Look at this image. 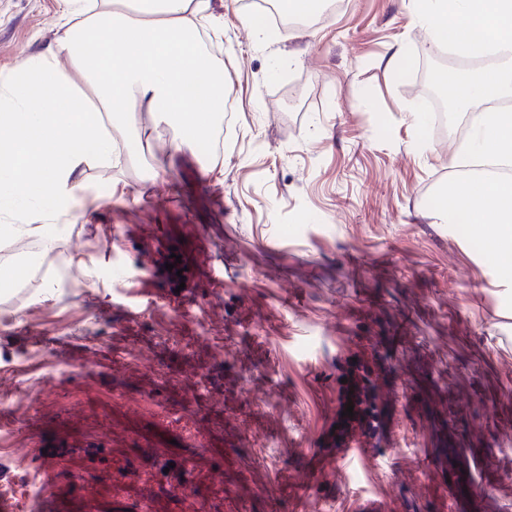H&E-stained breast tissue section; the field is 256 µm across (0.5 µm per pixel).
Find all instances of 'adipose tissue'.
<instances>
[{
    "label": "adipose tissue",
    "instance_id": "adipose-tissue-1",
    "mask_svg": "<svg viewBox=\"0 0 512 512\" xmlns=\"http://www.w3.org/2000/svg\"><path fill=\"white\" fill-rule=\"evenodd\" d=\"M79 22L47 53L0 75V212L34 209L41 224L27 233L58 240L57 219L81 190L83 165L112 164L103 117L151 112L176 125L180 150L208 139L224 96V64L199 51L194 35L211 21L210 0H71ZM83 73L76 82L59 59ZM434 217L442 223L490 225L489 260L512 268V180L473 177L450 187Z\"/></svg>",
    "mask_w": 512,
    "mask_h": 512
}]
</instances>
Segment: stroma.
I'll return each mask as SVG.
<instances>
[{"instance_id":"obj_1","label":"stroma","mask_w":512,"mask_h":512,"mask_svg":"<svg viewBox=\"0 0 512 512\" xmlns=\"http://www.w3.org/2000/svg\"><path fill=\"white\" fill-rule=\"evenodd\" d=\"M66 8L0 0V74ZM246 11L211 0L224 25L205 29L221 151L175 150L147 112L115 122L150 149L77 174L88 280L38 322L0 300V512H512V277L433 218L456 144L415 124L431 39L412 0L262 34ZM355 361L385 394L341 460ZM31 476L53 493L9 496Z\"/></svg>"}]
</instances>
